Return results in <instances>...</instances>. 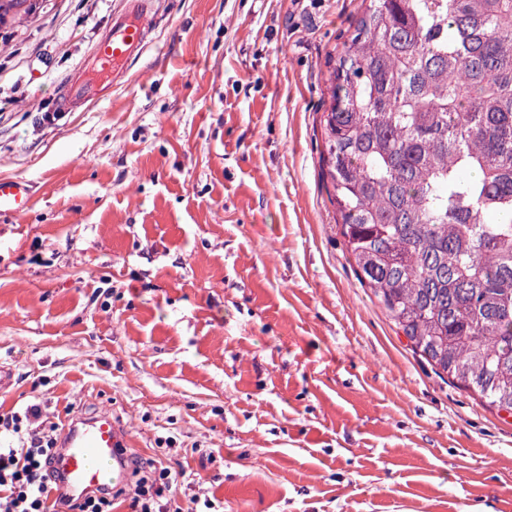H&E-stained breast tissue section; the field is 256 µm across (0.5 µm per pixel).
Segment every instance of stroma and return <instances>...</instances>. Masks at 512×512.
Here are the masks:
<instances>
[{
	"label": "stroma",
	"mask_w": 512,
	"mask_h": 512,
	"mask_svg": "<svg viewBox=\"0 0 512 512\" xmlns=\"http://www.w3.org/2000/svg\"><path fill=\"white\" fill-rule=\"evenodd\" d=\"M126 0L0 28V415L111 409L128 465L217 512H512V418L415 356L321 176L326 62L361 0H165L106 99L58 109ZM33 187L24 178H0V213L24 214L32 204Z\"/></svg>",
	"instance_id": "stroma-1"
}]
</instances>
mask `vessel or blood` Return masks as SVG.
Segmentation results:
<instances>
[{
	"label": "vessel or blood",
	"mask_w": 512,
	"mask_h": 512,
	"mask_svg": "<svg viewBox=\"0 0 512 512\" xmlns=\"http://www.w3.org/2000/svg\"><path fill=\"white\" fill-rule=\"evenodd\" d=\"M147 14V0H129L125 10L113 15L109 35L95 45L84 68L70 80L61 111L98 103L127 76L147 44ZM32 198L33 187L26 179L0 178V213H26ZM126 447L111 409L73 418L60 435L52 460L59 495L81 502L103 489L124 485L129 477Z\"/></svg>",
	"instance_id": "obj_1"
}]
</instances>
